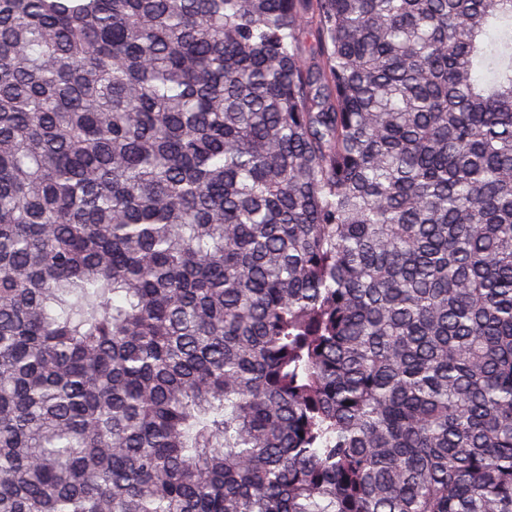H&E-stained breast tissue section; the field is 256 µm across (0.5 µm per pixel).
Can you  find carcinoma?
Masks as SVG:
<instances>
[{
    "instance_id": "1",
    "label": "carcinoma",
    "mask_w": 512,
    "mask_h": 512,
    "mask_svg": "<svg viewBox=\"0 0 512 512\" xmlns=\"http://www.w3.org/2000/svg\"><path fill=\"white\" fill-rule=\"evenodd\" d=\"M0 512H512V0H0Z\"/></svg>"
}]
</instances>
